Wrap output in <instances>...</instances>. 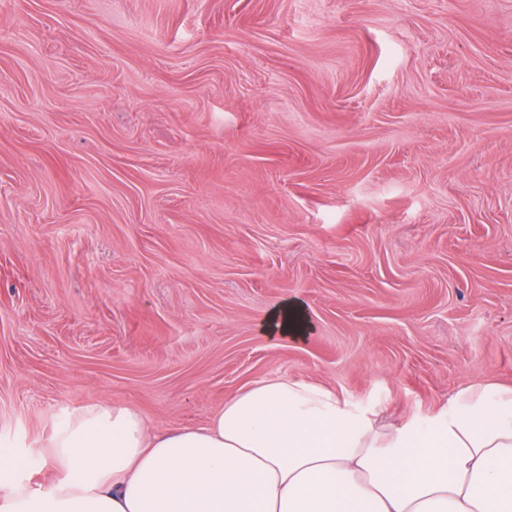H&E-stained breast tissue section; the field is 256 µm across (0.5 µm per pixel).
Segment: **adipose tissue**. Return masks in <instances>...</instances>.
Masks as SVG:
<instances>
[{"mask_svg":"<svg viewBox=\"0 0 512 512\" xmlns=\"http://www.w3.org/2000/svg\"><path fill=\"white\" fill-rule=\"evenodd\" d=\"M50 446L61 477L42 492L11 481L19 459L0 448V512H512V385L463 386L418 429L317 381L261 379L163 435L91 403Z\"/></svg>","mask_w":512,"mask_h":512,"instance_id":"1","label":"adipose tissue"}]
</instances>
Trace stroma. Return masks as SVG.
<instances>
[{
	"instance_id": "obj_1",
	"label": "stroma",
	"mask_w": 512,
	"mask_h": 512,
	"mask_svg": "<svg viewBox=\"0 0 512 512\" xmlns=\"http://www.w3.org/2000/svg\"><path fill=\"white\" fill-rule=\"evenodd\" d=\"M271 377L420 427L512 384V0H0L15 480L83 405L165 433Z\"/></svg>"
}]
</instances>
